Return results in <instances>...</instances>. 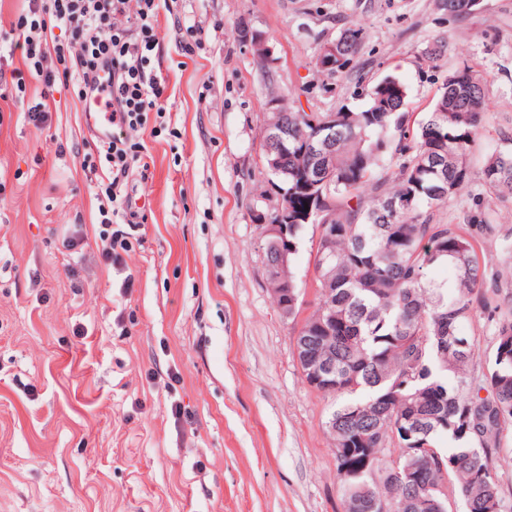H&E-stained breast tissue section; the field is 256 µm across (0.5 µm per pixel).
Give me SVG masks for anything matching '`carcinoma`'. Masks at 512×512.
I'll use <instances>...</instances> for the list:
<instances>
[{
  "label": "carcinoma",
  "instance_id": "1",
  "mask_svg": "<svg viewBox=\"0 0 512 512\" xmlns=\"http://www.w3.org/2000/svg\"><path fill=\"white\" fill-rule=\"evenodd\" d=\"M363 38L355 25L343 29L336 52L350 60ZM367 98L365 110L337 111L335 130L319 135L314 123L327 113H277L280 139L262 143L278 151L268 170L277 207L255 216L272 224L278 206L288 207L291 259L308 226L304 206L320 195L329 201L327 222L315 223L314 310L297 335L334 356L330 386L314 389L336 401L328 428L343 449L334 454L343 512H448L445 481L466 512H512L498 479L512 425V289L481 267L470 229L435 222L472 178L484 79L470 66L451 72L418 121L403 111L407 88L393 75ZM321 167L330 178L314 188ZM479 179L499 201L512 199V145L486 158ZM442 263L457 269L451 284L429 277ZM288 279L294 321L306 292L291 270ZM478 313L493 323L483 365L475 342L459 335Z\"/></svg>",
  "mask_w": 512,
  "mask_h": 512
}]
</instances>
